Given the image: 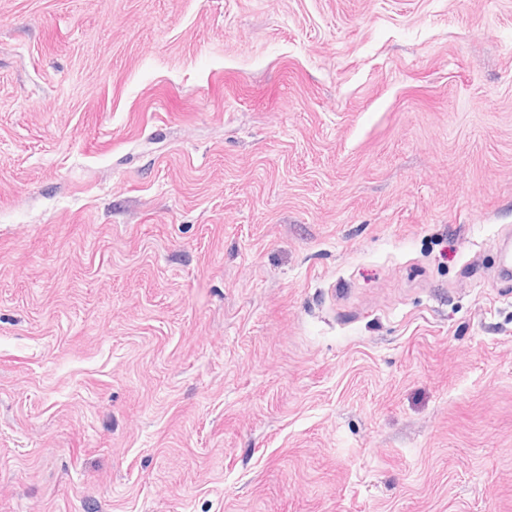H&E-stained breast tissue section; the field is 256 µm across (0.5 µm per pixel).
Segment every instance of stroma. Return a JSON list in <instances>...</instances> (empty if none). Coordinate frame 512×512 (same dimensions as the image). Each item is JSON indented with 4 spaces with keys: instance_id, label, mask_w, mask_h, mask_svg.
Wrapping results in <instances>:
<instances>
[{
    "instance_id": "stroma-1",
    "label": "stroma",
    "mask_w": 512,
    "mask_h": 512,
    "mask_svg": "<svg viewBox=\"0 0 512 512\" xmlns=\"http://www.w3.org/2000/svg\"><path fill=\"white\" fill-rule=\"evenodd\" d=\"M512 0H0V512H512Z\"/></svg>"
}]
</instances>
